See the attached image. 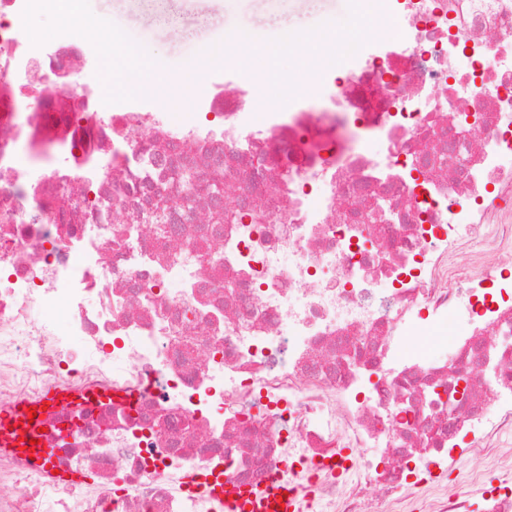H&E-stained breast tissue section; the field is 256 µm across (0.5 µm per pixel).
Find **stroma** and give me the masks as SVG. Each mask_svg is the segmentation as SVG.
<instances>
[{
	"label": "stroma",
	"mask_w": 512,
	"mask_h": 512,
	"mask_svg": "<svg viewBox=\"0 0 512 512\" xmlns=\"http://www.w3.org/2000/svg\"><path fill=\"white\" fill-rule=\"evenodd\" d=\"M90 7L109 15L171 71L229 31L247 28L259 41L269 42L283 28L314 30L349 12L348 0H90ZM497 479L496 470L474 452L463 451L434 483L422 488L411 512H425L429 501L448 490L466 493L469 512H483L484 492Z\"/></svg>",
	"instance_id": "35a3bbf8"
}]
</instances>
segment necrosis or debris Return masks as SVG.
Listing matches in <instances>:
<instances>
[{"label":"necrosis or debris","instance_id":"1","mask_svg":"<svg viewBox=\"0 0 512 512\" xmlns=\"http://www.w3.org/2000/svg\"><path fill=\"white\" fill-rule=\"evenodd\" d=\"M384 3L326 128L250 124L231 82L178 124L105 108L85 40L32 46L0 0V413L40 406L56 451L0 447V512L277 481L296 512H404L457 452L512 470V0Z\"/></svg>","mask_w":512,"mask_h":512}]
</instances>
